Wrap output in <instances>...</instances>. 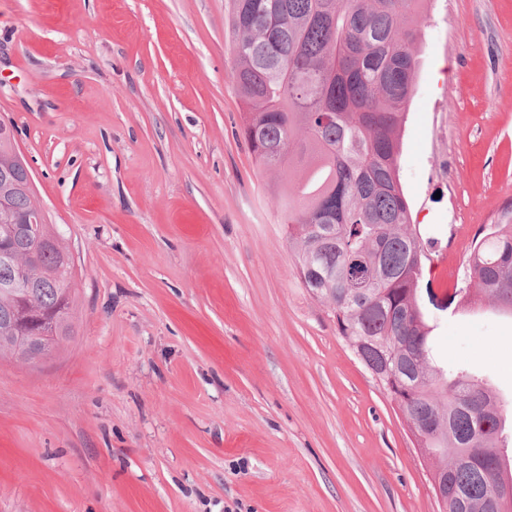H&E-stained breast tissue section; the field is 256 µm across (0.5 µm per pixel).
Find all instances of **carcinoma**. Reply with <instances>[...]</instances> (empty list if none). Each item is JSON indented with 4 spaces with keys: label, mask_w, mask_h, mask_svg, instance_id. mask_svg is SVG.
Listing matches in <instances>:
<instances>
[{
    "label": "carcinoma",
    "mask_w": 512,
    "mask_h": 512,
    "mask_svg": "<svg viewBox=\"0 0 512 512\" xmlns=\"http://www.w3.org/2000/svg\"><path fill=\"white\" fill-rule=\"evenodd\" d=\"M425 0H231L236 80L248 107L242 136L283 183L280 205L301 282L332 310L340 335L421 436L448 496L439 512H512V427L497 394L465 367L433 355V327L418 299L423 244L412 231L397 167L419 68ZM0 133V216L35 196L27 168ZM37 278L0 261V323L28 307L73 303V257L44 225ZM16 249L24 225L0 223ZM512 314V201L481 231L458 288Z\"/></svg>",
    "instance_id": "obj_1"
}]
</instances>
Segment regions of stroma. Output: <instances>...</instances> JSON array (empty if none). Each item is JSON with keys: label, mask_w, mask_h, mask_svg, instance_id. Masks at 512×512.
I'll return each instance as SVG.
<instances>
[{"label": "stroma", "mask_w": 512, "mask_h": 512, "mask_svg": "<svg viewBox=\"0 0 512 512\" xmlns=\"http://www.w3.org/2000/svg\"><path fill=\"white\" fill-rule=\"evenodd\" d=\"M398 157L439 365L512 410V316L452 302L512 200V0H426ZM227 0H0V121L75 266L0 357V512H438L397 405L304 288L241 136ZM43 320L32 324L29 321L14 325L12 336L16 345L21 346L26 352V357H38L41 355L47 336L43 335V327L37 326Z\"/></svg>", "instance_id": "1"}]
</instances>
